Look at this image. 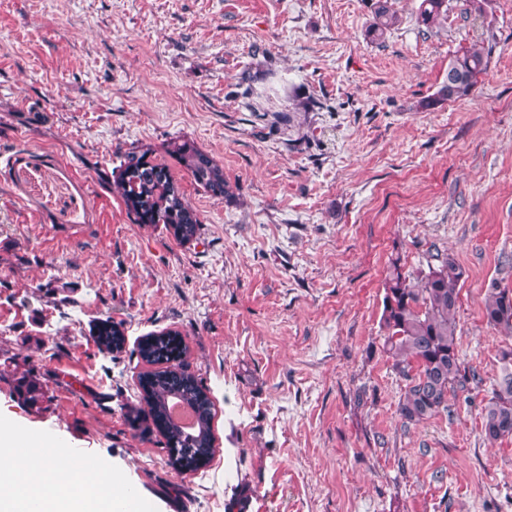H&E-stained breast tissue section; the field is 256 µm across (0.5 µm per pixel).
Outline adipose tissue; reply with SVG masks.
<instances>
[{
  "label": "adipose tissue",
  "instance_id": "adipose-tissue-1",
  "mask_svg": "<svg viewBox=\"0 0 512 512\" xmlns=\"http://www.w3.org/2000/svg\"><path fill=\"white\" fill-rule=\"evenodd\" d=\"M127 489L101 465L80 468L0 426V512H119Z\"/></svg>",
  "mask_w": 512,
  "mask_h": 512
}]
</instances>
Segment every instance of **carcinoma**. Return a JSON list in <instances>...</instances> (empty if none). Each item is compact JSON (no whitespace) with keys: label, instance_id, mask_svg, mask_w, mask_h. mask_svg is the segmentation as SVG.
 <instances>
[{"label":"carcinoma","instance_id":"1","mask_svg":"<svg viewBox=\"0 0 512 512\" xmlns=\"http://www.w3.org/2000/svg\"><path fill=\"white\" fill-rule=\"evenodd\" d=\"M448 0H421L419 22L431 28L448 20ZM398 22L397 14L378 3L370 33L382 40ZM487 53L477 44L466 48L448 65L458 83L453 90L443 88L436 97L422 102L428 109L441 100L462 99L474 90L477 77L487 67ZM169 152L179 157L183 166L206 192L215 197L229 194L224 168L207 154L187 143L173 142ZM148 151L124 153L114 181L129 214L141 224H162L181 242L192 241L198 233L197 212L185 200L168 168L147 160ZM464 271L456 259L440 251L430 255L427 270L407 273L396 258L387 269L382 301V349L391 361L392 371L407 381L398 403L403 426H416L448 410V393L470 391L482 386L479 372L464 365L458 343L457 310L460 283ZM512 290L491 283L483 314L487 324L503 336L512 337ZM100 343L108 350L121 349L123 332L115 324H103L98 331ZM172 335H151L141 341L139 355L147 363H168L165 354ZM501 351L500 372L482 408L481 431L486 441L495 443L512 439V359ZM174 398L194 408L198 426L193 435L176 426L164 432L166 443L178 448L176 461L195 458L212 447V403L206 391L191 375L174 368L151 376L144 401L153 422L163 420L168 403Z\"/></svg>","mask_w":512,"mask_h":512}]
</instances>
